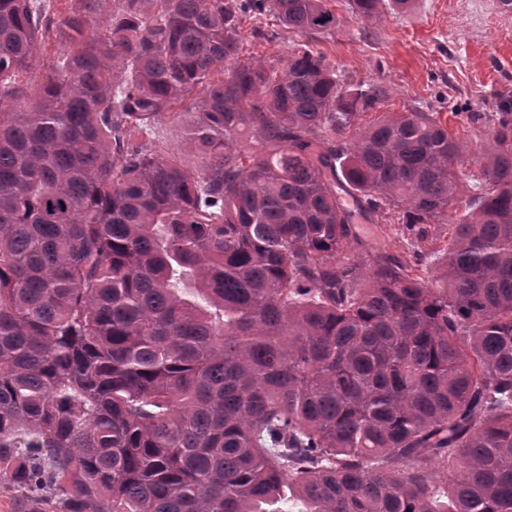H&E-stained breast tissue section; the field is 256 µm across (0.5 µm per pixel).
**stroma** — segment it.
<instances>
[{"instance_id": "35a3bbf8", "label": "stroma", "mask_w": 512, "mask_h": 512, "mask_svg": "<svg viewBox=\"0 0 512 512\" xmlns=\"http://www.w3.org/2000/svg\"><path fill=\"white\" fill-rule=\"evenodd\" d=\"M501 0H414L405 13L385 11L380 21L352 18L348 0H336L335 30L307 38L279 27L274 19H244V55L262 61L285 59L289 48L306 40L325 52L344 81L381 86V111H495L502 95L512 96V10ZM193 113L178 106L167 112L155 139L161 156L187 169L197 164L183 129Z\"/></svg>"}]
</instances>
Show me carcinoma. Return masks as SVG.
<instances>
[{
	"label": "carcinoma",
	"instance_id": "cac0c4a2",
	"mask_svg": "<svg viewBox=\"0 0 512 512\" xmlns=\"http://www.w3.org/2000/svg\"><path fill=\"white\" fill-rule=\"evenodd\" d=\"M54 2L0 0V473L62 512H512V100L430 248L448 123L361 125L379 88L305 42L241 59L244 18L331 31L333 0H75L8 112ZM193 94L189 171L136 136ZM62 18L63 13H58L55 16L53 39L51 40V44L46 46V50L42 51L41 54L36 57L33 68L29 71L33 76H35V78L34 81L28 85L29 88L27 92L30 88L34 87L41 78L45 77L49 73L47 71L49 61L53 60V58H56L59 54H62L71 47L68 36L65 33L67 29L61 24ZM461 173V180H460V188L458 190V201L455 205V210H457V214L452 212V215L448 217V223L447 224H433L435 227H431L432 230H435V237L433 239L432 244H430V247L433 248H439L443 247L446 244V240L448 239V224H456V220L459 216H461L464 213L465 203L469 200L470 196L472 195V192L470 191V186L475 183L473 177L471 178V175H474L475 178L480 177L479 173V166L472 163L471 158L469 161H465L464 166L462 168ZM439 225V226H436ZM375 219L377 224L382 228L383 232L381 234L384 237L389 250L393 254H404L405 242L398 231V224H386V222L391 219V216L386 213L379 214V217H376Z\"/></svg>",
	"mask_w": 512,
	"mask_h": 512
}]
</instances>
